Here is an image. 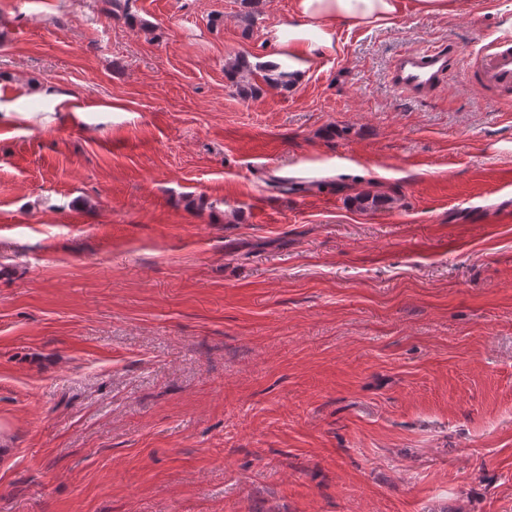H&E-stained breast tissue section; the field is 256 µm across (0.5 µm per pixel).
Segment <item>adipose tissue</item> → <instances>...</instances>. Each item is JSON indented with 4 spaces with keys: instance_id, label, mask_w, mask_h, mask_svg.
<instances>
[{
    "instance_id": "1",
    "label": "adipose tissue",
    "mask_w": 512,
    "mask_h": 512,
    "mask_svg": "<svg viewBox=\"0 0 512 512\" xmlns=\"http://www.w3.org/2000/svg\"><path fill=\"white\" fill-rule=\"evenodd\" d=\"M463 0H292L287 22L276 26L269 35L274 49L266 58L271 74L282 71L304 72L324 51L336 44L337 27L389 26L407 12L445 15L456 12ZM35 97L43 101L47 113L41 119L49 124L56 111L85 118L86 106L73 103L71 97L56 86L33 83L20 87L17 100L0 101V121L25 118L21 100Z\"/></svg>"
}]
</instances>
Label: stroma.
Here are the masks:
<instances>
[{
    "label": "stroma",
    "instance_id": "1",
    "mask_svg": "<svg viewBox=\"0 0 512 512\" xmlns=\"http://www.w3.org/2000/svg\"><path fill=\"white\" fill-rule=\"evenodd\" d=\"M465 3L273 88L291 0H0V84L104 106L0 123V512H512V0ZM484 65L478 69L480 82L496 87L512 86V40L496 38L481 48ZM456 53L446 49H425L401 54L394 66L396 86L413 94L433 88L440 75L454 62Z\"/></svg>",
    "mask_w": 512,
    "mask_h": 512
}]
</instances>
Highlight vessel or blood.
<instances>
[{"instance_id":"b4317fda","label":"vessel or blood","mask_w":512,"mask_h":512,"mask_svg":"<svg viewBox=\"0 0 512 512\" xmlns=\"http://www.w3.org/2000/svg\"><path fill=\"white\" fill-rule=\"evenodd\" d=\"M484 65L478 71L480 82L496 87L512 86V39L499 37L485 44ZM451 49H425L401 54L394 66L396 86L413 94L433 88L440 75L454 62Z\"/></svg>"}]
</instances>
